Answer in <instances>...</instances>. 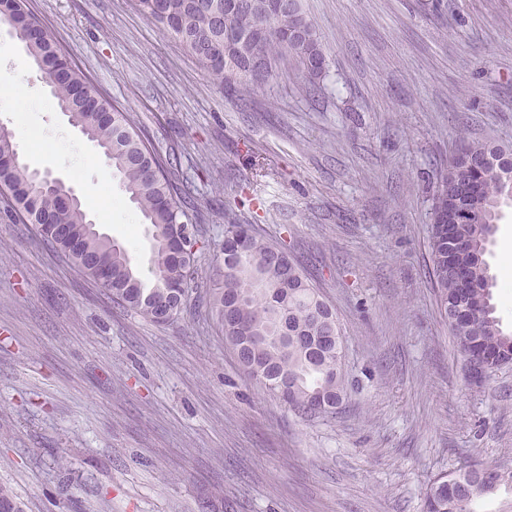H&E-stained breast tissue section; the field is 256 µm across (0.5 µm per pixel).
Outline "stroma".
Instances as JSON below:
<instances>
[{
	"instance_id": "35a3bbf8",
	"label": "stroma",
	"mask_w": 512,
	"mask_h": 512,
	"mask_svg": "<svg viewBox=\"0 0 512 512\" xmlns=\"http://www.w3.org/2000/svg\"><path fill=\"white\" fill-rule=\"evenodd\" d=\"M316 81L284 57L232 92L135 0H28L86 79L172 164L202 215L173 321L114 303L0 207V488L21 512H424L436 475L512 467V366L483 386L440 314L437 173L461 140L512 148V0H301ZM21 161L96 198L150 278L151 240L38 68ZM286 244L336 314L347 393L304 418L261 390L209 300L229 223ZM67 468H59V460Z\"/></svg>"
}]
</instances>
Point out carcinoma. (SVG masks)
I'll use <instances>...</instances> for the list:
<instances>
[{"label":"carcinoma","mask_w":512,"mask_h":512,"mask_svg":"<svg viewBox=\"0 0 512 512\" xmlns=\"http://www.w3.org/2000/svg\"><path fill=\"white\" fill-rule=\"evenodd\" d=\"M138 2L148 20L177 37L202 66L233 90L256 86L251 78L254 62L264 64L272 78L288 54L310 77L322 73L321 44L299 3L288 13V20H265L266 37L240 40L226 52L224 30L246 33L260 22L256 14L231 12L226 0H166L168 14L162 17L155 11L154 0ZM7 20L24 37L28 54L48 79L58 107L72 126L103 149L123 190L148 224L152 282L143 280L127 253L96 229L81 204H69L61 191L33 184L30 170L19 163L0 165V187L9 193L10 211L37 225L48 242L113 298L157 323L165 322L161 307L166 305L171 308L168 319H173L195 290V254L188 246L178 249L177 239H188V227L197 230V209L177 200L182 191L167 175L169 160L144 139L127 113L100 95L60 53L29 11L27 0H12ZM459 150L464 156L450 159L438 177L430 249L441 313L448 314L450 308L471 312L470 318L451 326L458 347L487 362L512 355V335L504 333L495 316L494 283L484 259L500 199L512 197V161L503 159V149L479 141L464 140ZM274 249L257 234L247 233L244 225H227L215 254L224 283L212 294L210 305L218 321L225 323L228 341L247 338L240 363L249 377L261 374L270 382L280 377L298 382L289 409L303 416L305 398L310 395H322L332 405L343 398L340 358L319 340L327 330L339 335L341 329L300 263L292 262L286 278L272 267ZM466 282L475 286V295L482 299L477 314L472 312V298L462 293ZM169 284L185 286L186 294L171 295ZM483 472L494 473L496 482L480 484ZM502 488L512 490V468L474 463L430 481L426 512H476L481 497Z\"/></svg>","instance_id":"carcinoma-1"}]
</instances>
